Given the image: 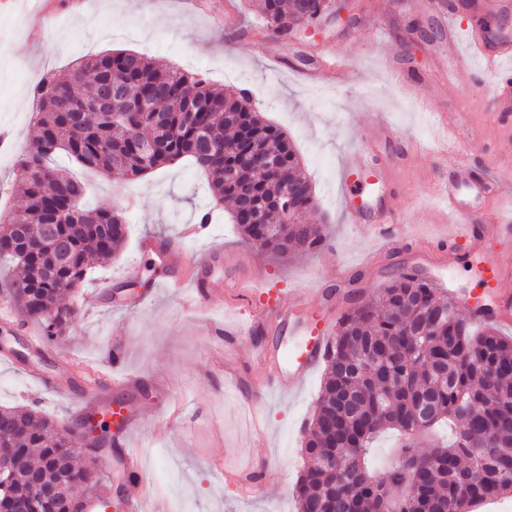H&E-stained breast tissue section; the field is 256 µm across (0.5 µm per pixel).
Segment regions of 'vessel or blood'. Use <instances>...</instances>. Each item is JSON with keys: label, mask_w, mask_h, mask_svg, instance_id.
Listing matches in <instances>:
<instances>
[{"label": "vessel or blood", "mask_w": 512, "mask_h": 512, "mask_svg": "<svg viewBox=\"0 0 512 512\" xmlns=\"http://www.w3.org/2000/svg\"><path fill=\"white\" fill-rule=\"evenodd\" d=\"M473 46L486 64L488 76L497 79L494 110L504 125L512 124V72L506 63H512V38L502 36L494 40L483 35H474ZM305 77L313 83H342L346 78L345 67L336 60L307 70ZM392 128L379 123L374 135L348 156L343 169L346 189V216L349 223H369L374 233L387 240H395L399 218L396 212L384 204L366 208L356 200L363 189L374 186L385 188L387 174L382 164L380 147L389 139ZM454 175L448 184L439 186L438 194L443 206L437 213V222L445 231L435 241L439 262H446L444 246L453 241L473 246L480 254L483 265L479 270L483 284L481 292L464 297L469 314L477 320H494L498 323L512 322V269L499 263L492 255L497 240L512 234V223L502 219L497 203L503 195L502 187L493 185L490 178L476 171L473 161L464 159L454 162ZM144 246L150 247L158 256L162 267L168 271L165 280L151 283L133 298L116 299L121 308H137L153 298L159 288L188 287L184 298L186 305L200 307L207 304L213 295L226 293L235 298L248 300L251 315L247 325L228 323L224 326L226 342L241 341L243 336H269L276 334L280 326H288L299 341L287 345L285 341L261 345L255 351L254 363L266 375L265 390H295L324 361L331 344L330 320L326 313L312 314L313 302L331 304L332 298L325 292L315 293L313 298L299 299L294 293H272L269 289L255 287L253 280L228 277L224 281L214 280L209 268L201 261H176L178 247L175 243L156 238H147ZM224 378L230 384L238 401L251 405L255 387L246 384L238 367L233 362L224 365ZM140 375L121 370L103 374L100 386L82 392L81 415L92 409H107L118 422L120 433L113 439L116 452L113 459L129 481L141 476V463L135 452L131 432L141 417L139 408L120 400L123 392L140 388ZM116 391V399H106L107 391Z\"/></svg>", "instance_id": "b4317fda"}]
</instances>
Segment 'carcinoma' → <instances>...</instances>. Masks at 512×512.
<instances>
[{
	"label": "carcinoma",
	"instance_id": "obj_1",
	"mask_svg": "<svg viewBox=\"0 0 512 512\" xmlns=\"http://www.w3.org/2000/svg\"><path fill=\"white\" fill-rule=\"evenodd\" d=\"M257 8L275 38L287 25L296 32L336 17L335 0H259ZM84 86L92 99L110 87L122 97L84 112L77 93ZM31 93L39 135L18 162L25 204L0 226V262L17 264V253L29 250L24 277L7 286L48 345L60 343L77 316L61 305L65 286L112 257L126 237L121 211L85 206L84 184L51 165L58 153L76 167L125 180L189 160L216 200L234 203L232 222L247 241L285 258L326 239L320 225L297 224L317 207L312 182L284 132L259 115L247 91L214 88L136 51L108 50L62 79L44 73ZM151 142L155 147L144 151ZM269 151L279 159L273 171L243 157ZM241 190L265 211L268 230L244 220ZM47 224L66 241V257L44 237ZM441 310L448 318L439 321ZM472 324L431 283L405 270L341 315L303 447L298 512H448L512 491V338L491 321L480 331ZM445 419L456 424L451 442L414 448V432ZM389 428L401 433L398 457L408 469L381 476L365 458ZM2 429L25 449L11 461V494L26 498L34 477L58 488L36 500L37 512H72L70 487H99L106 438L78 447L53 421L10 409L0 410ZM405 480L415 493L400 499L392 488Z\"/></svg>",
	"mask_w": 512,
	"mask_h": 512
}]
</instances>
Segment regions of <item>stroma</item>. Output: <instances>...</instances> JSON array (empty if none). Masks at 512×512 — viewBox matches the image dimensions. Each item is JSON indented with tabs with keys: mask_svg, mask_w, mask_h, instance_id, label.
Here are the masks:
<instances>
[{
	"mask_svg": "<svg viewBox=\"0 0 512 512\" xmlns=\"http://www.w3.org/2000/svg\"><path fill=\"white\" fill-rule=\"evenodd\" d=\"M27 0H0V127L10 128L14 148L0 154V213L9 215L23 203L16 165L38 129L33 122L30 88L46 71L62 77L71 62L109 49H129L163 66H178L224 90H249L252 106L280 127L295 146L310 175L317 200L306 220L323 226L333 251L324 265L347 268L345 294L329 314L337 320L357 300L374 295L400 271L416 268L421 278L436 273L421 249L390 250L370 227L348 223L340 195L343 164L349 153L380 120L394 128L382 155L393 164L395 193L389 202L397 213L429 234L437 199L433 180L446 177L430 148L437 129L434 115H458L456 152L490 166L501 181H512V165L499 161L504 129L490 112L492 83L480 77L481 60L472 56L467 35L481 20L487 35L512 36V14L469 10L458 15L456 40L448 38V5L431 0H353L351 22L329 21L319 35L273 38L250 0H86L84 15L65 8L46 22L26 6ZM447 55L468 56L464 71L440 70L436 47ZM342 55L347 82L339 87L309 85L301 69L322 58ZM423 76L406 88L402 72ZM89 206L126 210L127 236L112 260L92 269L65 295L79 314L59 345L36 354L27 335L36 324L15 322L8 344L22 360L0 359V409L27 407L54 420L60 429L80 419L72 391V363L81 360L110 368L113 349L126 357V371L142 376L131 396L149 409L133 431L143 464V478L128 483L116 469L104 472L112 488L148 500L165 499L170 512H297L295 486L303 469L301 448L320 394L322 370H315L294 392L257 397L254 409L242 408L224 380L226 319L245 321L246 311L226 306L225 296L206 309L183 304L167 288L135 311L115 307V295L140 292L144 281L162 270L144 238L178 243L186 258L210 256L214 277L259 269L267 285L305 295L321 281L314 254L286 259L249 243L229 224L228 204L200 225L198 215L211 196L203 174L189 164L165 167L134 181L89 175ZM39 364L46 377L64 386L57 393L33 379L26 364ZM266 468V489L249 496L225 480V472Z\"/></svg>",
	"mask_w": 512,
	"mask_h": 512,
	"instance_id": "stroma-1",
	"label": "stroma"
}]
</instances>
